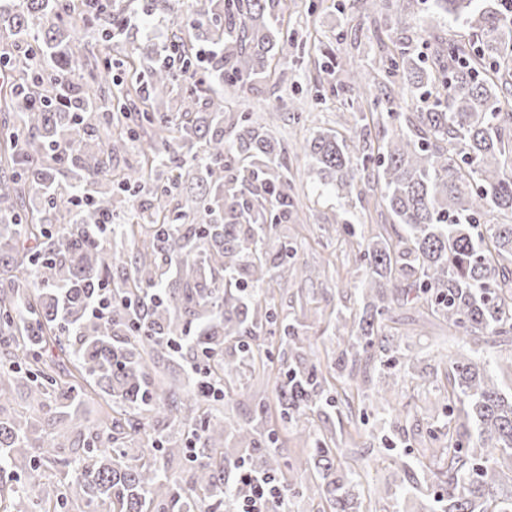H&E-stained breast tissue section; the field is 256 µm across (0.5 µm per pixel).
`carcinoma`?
I'll return each mask as SVG.
<instances>
[{"instance_id":"obj_1","label":"carcinoma","mask_w":512,"mask_h":512,"mask_svg":"<svg viewBox=\"0 0 512 512\" xmlns=\"http://www.w3.org/2000/svg\"><path fill=\"white\" fill-rule=\"evenodd\" d=\"M71 2L0 3V29L36 44L18 57L0 52V65L18 74L3 98L13 121L0 123L10 172L0 177V406L20 383L49 412L38 440L27 421L0 416V512H223L250 494L232 476L241 465L278 483L286 467L292 497L319 500L316 512H356L360 475L339 449L315 437L305 461L285 463L265 401L242 424L226 422L217 405L243 371L273 366L278 348L300 358L275 385L285 423L336 406L324 371L346 373L349 385L348 365L361 356L378 358L375 399L389 401L396 360L415 374L383 319L409 303L427 305L458 336L512 337V69L503 68L512 23L486 0H431L475 37V49L423 31L429 53L394 54L375 33L380 85L401 84L400 98H385L392 132L376 146L363 134L359 156L331 129L301 146L317 187L336 197L339 230L353 231L343 200L367 171L401 227L394 239L358 243L362 278L345 287L362 307L353 318L335 314L347 346L324 367L308 359L315 343L305 325L280 319L271 288L297 272L276 237L277 225L297 218L298 192L288 147L272 134L274 111L241 116L226 144L224 95L202 80L178 83L201 65L210 79L231 74L237 89L270 77L288 54V0H191L200 22L188 40L135 43L120 60L109 9L81 0L79 25ZM94 30L101 48L90 57L83 34ZM169 49L178 65L155 63ZM114 68L131 74L148 108H137ZM83 71L88 89L75 84ZM173 95L178 111L168 112ZM408 102L415 111H402ZM128 149L143 163L112 176V154ZM195 149L202 158L187 181L151 180L160 167L183 169ZM176 193L184 202L171 209ZM103 212L117 224L100 228ZM110 235L121 251L107 248ZM102 296L112 307L100 318L90 304ZM183 341L195 386L181 382L173 357ZM496 365L470 349L451 362L447 441L425 465L437 490L419 512H512V395L496 385ZM92 396L103 408L93 421L82 413ZM176 459L188 478L170 473ZM48 464L69 482L44 481ZM410 497L398 487L392 512H411Z\"/></svg>"}]
</instances>
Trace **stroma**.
Masks as SVG:
<instances>
[{
  "instance_id": "obj_1",
  "label": "stroma",
  "mask_w": 512,
  "mask_h": 512,
  "mask_svg": "<svg viewBox=\"0 0 512 512\" xmlns=\"http://www.w3.org/2000/svg\"><path fill=\"white\" fill-rule=\"evenodd\" d=\"M131 37L135 41H151L162 46L174 34L187 31L183 13L156 9L150 27H143L140 16L130 18ZM381 28L391 38H411L412 50H420L413 35L428 30L439 38H454L466 43L470 36L463 28L451 24L443 15L432 12L427 4L400 12L389 9L377 19L364 15L363 0H288V23L282 31L289 40L290 60L283 81L262 80L254 87L243 88L230 107L259 116L272 104L280 105L277 124L279 138L285 145L302 142L317 128L333 129L349 145L359 141L361 126H368L372 136H382L388 127L386 116L375 109L349 79L333 69L329 57H353L367 71L373 70L379 50L373 37L374 28ZM323 92L325 103H314L316 92ZM364 113L365 124L355 123L350 115ZM289 167L296 178L300 198V221L279 227L281 236L297 247V259L311 272L309 280L289 283L277 290L276 306L281 315L298 318L311 325L323 338L317 356L337 360L345 345L342 337L325 333L331 311L347 314L359 312L361 300L351 281L361 277L355 257L358 237H390L394 234L391 216L376 186L359 183L345 208L357 234L350 237L335 232L331 221L336 211L333 195L319 193L314 179L305 177L304 156H290ZM385 325L390 333L401 336L420 375L418 386L399 381L403 401L410 409L398 425H389L377 410L372 394L379 387L377 362L359 363L354 377L359 393L351 406L342 405L312 415L307 423H284L273 419L279 435L278 445L288 461H301L307 455L303 427H311L318 436L334 438L346 465L361 476L360 512H392L390 499L376 495L383 485H413L419 496L433 490L431 474L419 464L424 448L432 444L431 431L438 427L437 415L448 389V361L457 352L460 341L452 335L445 321L431 315L421 306H406L392 311ZM274 379H253L243 376L233 399L224 405V415L232 421H244L260 399L272 397ZM353 408L363 409V416H350Z\"/></svg>"
}]
</instances>
